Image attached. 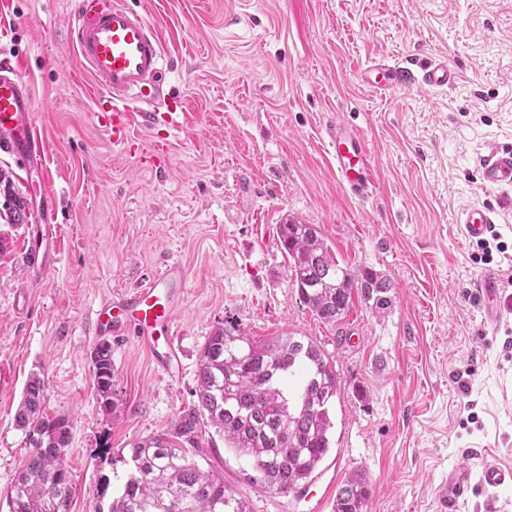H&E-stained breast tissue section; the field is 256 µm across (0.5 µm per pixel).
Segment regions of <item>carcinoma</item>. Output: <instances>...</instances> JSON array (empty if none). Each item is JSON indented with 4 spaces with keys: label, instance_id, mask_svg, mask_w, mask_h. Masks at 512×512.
Masks as SVG:
<instances>
[{
    "label": "carcinoma",
    "instance_id": "cac0c4a2",
    "mask_svg": "<svg viewBox=\"0 0 512 512\" xmlns=\"http://www.w3.org/2000/svg\"><path fill=\"white\" fill-rule=\"evenodd\" d=\"M8 223L20 224L24 201L10 191ZM290 262V279L310 311L324 323L343 319L358 296L376 316L391 308V281L370 270L342 265L315 224L293 218L278 227ZM97 402L112 412L111 346L91 352ZM340 381L324 351L308 337L260 339L239 328L219 326L201 350L197 401L182 408L163 431L122 449L128 468L122 489L99 482L94 512H247L224 478L196 461L208 428L224 446L251 464L247 483L257 491L287 496L309 481L331 448L329 405ZM46 383L41 372L29 375L15 423L32 436V450L7 495L8 512H68L72 478L66 465L71 422L52 417L44 406ZM370 498L364 473L354 471L337 489L333 512H367Z\"/></svg>",
    "mask_w": 512,
    "mask_h": 512
}]
</instances>
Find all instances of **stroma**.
I'll list each match as a JSON object with an SVG mask.
<instances>
[{"mask_svg":"<svg viewBox=\"0 0 512 512\" xmlns=\"http://www.w3.org/2000/svg\"><path fill=\"white\" fill-rule=\"evenodd\" d=\"M160 32L175 130H137L132 149L93 127L91 81L68 41L75 0H0V57L21 63L44 154L25 165L0 153L26 202L23 223L0 219V512L30 449L14 415L42 371L50 415L70 417L69 512H92L118 452L164 430L193 399L201 349L215 327L316 341L341 380L332 449L312 482L281 496L243 480L247 460L220 436L199 462L245 497L249 512H333L352 470L367 512H440L449 471L512 466V185L485 187L480 162L512 149V0H126ZM434 59L453 86L391 95L363 86L371 60ZM364 137L378 172L369 200L350 199L330 167L337 121ZM167 142L166 168L141 151ZM48 184L61 226L55 266L22 263L37 193ZM480 206L504 248L480 262L459 228ZM317 225L337 259L394 285L378 317L360 299L337 324L299 299L277 234L286 217ZM169 260L189 272L175 316L181 371L169 378L133 338L110 339L115 413L102 412L90 353L102 295L133 289ZM502 277L494 325L480 277ZM26 293L16 311L14 297Z\"/></svg>","mask_w":512,"mask_h":512,"instance_id":"stroma-1","label":"stroma"}]
</instances>
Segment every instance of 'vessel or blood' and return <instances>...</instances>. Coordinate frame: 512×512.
<instances>
[{"label":"vessel or blood","mask_w":512,"mask_h":512,"mask_svg":"<svg viewBox=\"0 0 512 512\" xmlns=\"http://www.w3.org/2000/svg\"><path fill=\"white\" fill-rule=\"evenodd\" d=\"M69 40L79 63L95 90L91 120L119 148L128 147L138 127H150L159 118L161 86L165 78V49L145 12L125 0H78ZM364 86L385 94L412 81L411 71L400 63L376 59L359 74ZM455 71L442 60L430 61L420 78L421 86L437 89L454 82ZM32 99L14 60L0 59V151L25 162H37L44 139L33 122ZM330 163L339 185L355 200L370 198L376 188L375 171L363 138L347 123L337 122L328 132ZM481 180L488 186L512 185V150L498 151L481 164ZM55 209L45 206L34 236L38 243L24 256L26 265L46 272L55 262L58 241ZM462 232L470 239L491 233L494 219L485 208L467 209ZM188 270L178 261L161 266L139 287L102 297L95 313L94 332L116 338L132 337L148 353L154 365L168 376L181 370L173 325L187 293ZM501 280L493 274L481 280L485 298L484 319L495 322V305ZM487 491L512 484V468L483 466L478 474L454 470L443 481L440 499L446 512L466 497L472 483Z\"/></svg>","instance_id":"b4317fda"}]
</instances>
